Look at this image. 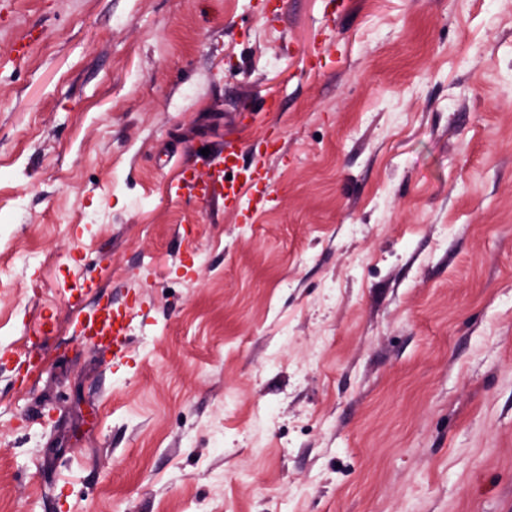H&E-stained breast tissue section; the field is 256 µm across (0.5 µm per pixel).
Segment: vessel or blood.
<instances>
[{
  "label": "vessel or blood",
  "instance_id": "b4317fda",
  "mask_svg": "<svg viewBox=\"0 0 512 512\" xmlns=\"http://www.w3.org/2000/svg\"><path fill=\"white\" fill-rule=\"evenodd\" d=\"M279 141L272 129L253 142L224 141L210 156L205 172L180 175L171 184L170 194L202 206L220 200L226 208L257 214L272 200L267 161L278 153ZM135 315L132 308L121 315L106 307L94 310L85 316L80 334L92 345L108 346L113 354H122L130 343V324Z\"/></svg>",
  "mask_w": 512,
  "mask_h": 512
}]
</instances>
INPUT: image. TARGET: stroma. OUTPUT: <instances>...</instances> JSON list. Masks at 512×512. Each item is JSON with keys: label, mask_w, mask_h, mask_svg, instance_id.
<instances>
[{"label": "stroma", "mask_w": 512, "mask_h": 512, "mask_svg": "<svg viewBox=\"0 0 512 512\" xmlns=\"http://www.w3.org/2000/svg\"><path fill=\"white\" fill-rule=\"evenodd\" d=\"M15 2L0 512H512V0ZM269 126L268 208L171 197ZM137 312L128 307L123 314H115L107 307L88 313L81 323L80 336L93 346L112 347L113 355L124 353L130 343V324Z\"/></svg>", "instance_id": "obj_1"}]
</instances>
